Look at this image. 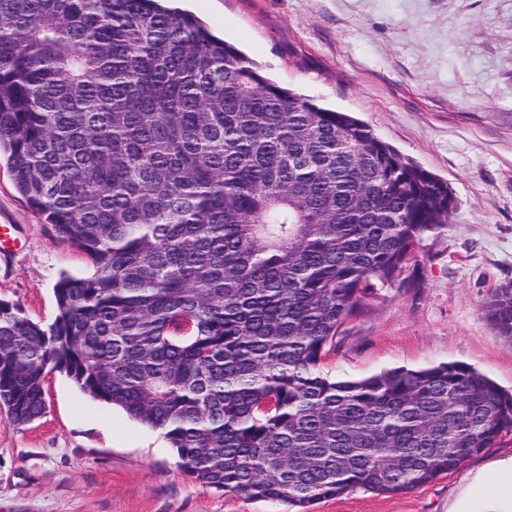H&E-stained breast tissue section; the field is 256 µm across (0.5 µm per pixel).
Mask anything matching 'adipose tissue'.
<instances>
[{
	"mask_svg": "<svg viewBox=\"0 0 512 512\" xmlns=\"http://www.w3.org/2000/svg\"><path fill=\"white\" fill-rule=\"evenodd\" d=\"M448 512H512V457L476 475Z\"/></svg>",
	"mask_w": 512,
	"mask_h": 512,
	"instance_id": "1",
	"label": "adipose tissue"
}]
</instances>
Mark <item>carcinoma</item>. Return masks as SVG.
<instances>
[{
	"instance_id": "1",
	"label": "carcinoma",
	"mask_w": 512,
	"mask_h": 512,
	"mask_svg": "<svg viewBox=\"0 0 512 512\" xmlns=\"http://www.w3.org/2000/svg\"><path fill=\"white\" fill-rule=\"evenodd\" d=\"M2 148L95 267L57 282L48 326L0 300L14 424L57 369L165 431L197 482L303 508L412 491L512 433V390L463 362L322 370L453 191L165 0H0ZM485 310L512 340V284Z\"/></svg>"
}]
</instances>
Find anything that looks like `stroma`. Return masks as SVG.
Wrapping results in <instances>:
<instances>
[{
	"mask_svg": "<svg viewBox=\"0 0 512 512\" xmlns=\"http://www.w3.org/2000/svg\"><path fill=\"white\" fill-rule=\"evenodd\" d=\"M279 85L352 113L446 180L453 221L349 321L322 368L339 378L463 362L512 389V340L485 315L512 284V0H181ZM0 300L50 324L61 275L93 266L17 190L0 156ZM46 409L22 426L0 409V512H299L193 480L164 432L51 371ZM512 456V433L406 493L355 489L313 512H448L466 477Z\"/></svg>",
	"mask_w": 512,
	"mask_h": 512,
	"instance_id": "1",
	"label": "stroma"
}]
</instances>
